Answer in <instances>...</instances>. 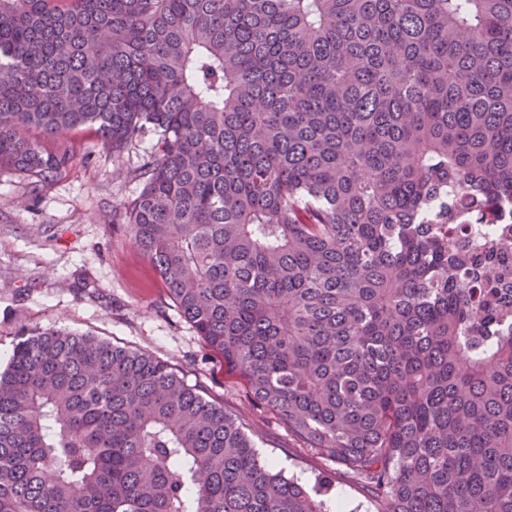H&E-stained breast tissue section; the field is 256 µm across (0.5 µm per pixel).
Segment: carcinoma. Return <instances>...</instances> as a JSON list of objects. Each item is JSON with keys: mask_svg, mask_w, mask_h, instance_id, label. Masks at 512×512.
Masks as SVG:
<instances>
[{"mask_svg": "<svg viewBox=\"0 0 512 512\" xmlns=\"http://www.w3.org/2000/svg\"><path fill=\"white\" fill-rule=\"evenodd\" d=\"M150 136L134 240L254 401L382 512H512V0H0V172ZM0 512H326L156 357L23 331ZM511 224H459L452 231L468 249L485 250L501 231H511Z\"/></svg>", "mask_w": 512, "mask_h": 512, "instance_id": "1", "label": "carcinoma"}]
</instances>
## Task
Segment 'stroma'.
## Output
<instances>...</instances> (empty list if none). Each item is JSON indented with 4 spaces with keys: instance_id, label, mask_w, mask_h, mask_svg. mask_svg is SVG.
<instances>
[{
    "instance_id": "stroma-1",
    "label": "stroma",
    "mask_w": 512,
    "mask_h": 512,
    "mask_svg": "<svg viewBox=\"0 0 512 512\" xmlns=\"http://www.w3.org/2000/svg\"><path fill=\"white\" fill-rule=\"evenodd\" d=\"M77 156L46 180L0 172V367L21 330L56 327L146 352L201 386L257 444L260 455L306 486L329 481L327 512H380L363 481L311 448L275 411L253 405L241 379L179 312L137 248L123 204L142 148L116 156L91 130L73 136Z\"/></svg>"
}]
</instances>
